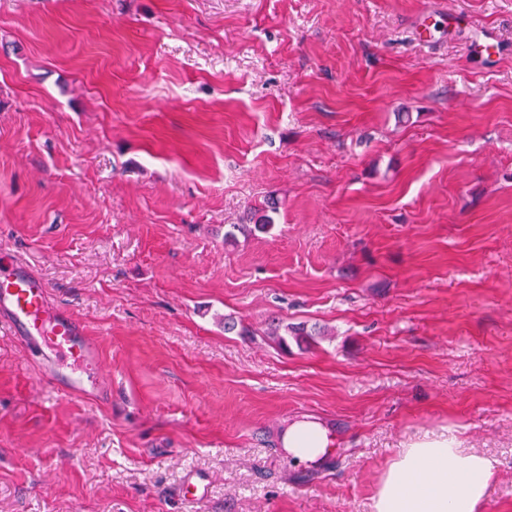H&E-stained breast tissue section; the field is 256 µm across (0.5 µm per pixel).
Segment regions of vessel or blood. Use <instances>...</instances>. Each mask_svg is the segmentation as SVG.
I'll return each mask as SVG.
<instances>
[{
	"label": "vessel or blood",
	"instance_id": "vessel-or-blood-1",
	"mask_svg": "<svg viewBox=\"0 0 512 512\" xmlns=\"http://www.w3.org/2000/svg\"><path fill=\"white\" fill-rule=\"evenodd\" d=\"M0 319L32 356L45 362L66 358L76 365L98 361L93 340L67 311L51 306L47 291L14 254L0 253Z\"/></svg>",
	"mask_w": 512,
	"mask_h": 512
}]
</instances>
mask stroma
Here are the masks:
<instances>
[{"instance_id": "35a3bbf8", "label": "stroma", "mask_w": 512, "mask_h": 512, "mask_svg": "<svg viewBox=\"0 0 512 512\" xmlns=\"http://www.w3.org/2000/svg\"><path fill=\"white\" fill-rule=\"evenodd\" d=\"M427 13L502 55L418 42ZM1 251L102 386L0 322V512H372L444 428L512 512V0H0ZM281 450L298 463L315 464L334 450V437L319 420L301 416L283 426L280 432Z\"/></svg>"}]
</instances>
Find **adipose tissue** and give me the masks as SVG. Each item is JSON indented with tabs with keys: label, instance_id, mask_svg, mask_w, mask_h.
<instances>
[{
	"label": "adipose tissue",
	"instance_id": "adipose-tissue-1",
	"mask_svg": "<svg viewBox=\"0 0 512 512\" xmlns=\"http://www.w3.org/2000/svg\"><path fill=\"white\" fill-rule=\"evenodd\" d=\"M280 443L289 459L305 464L334 449L329 429L309 416L288 420ZM493 474L488 457L463 449L455 436L428 432L407 442L390 461L372 512H479Z\"/></svg>",
	"mask_w": 512,
	"mask_h": 512
}]
</instances>
